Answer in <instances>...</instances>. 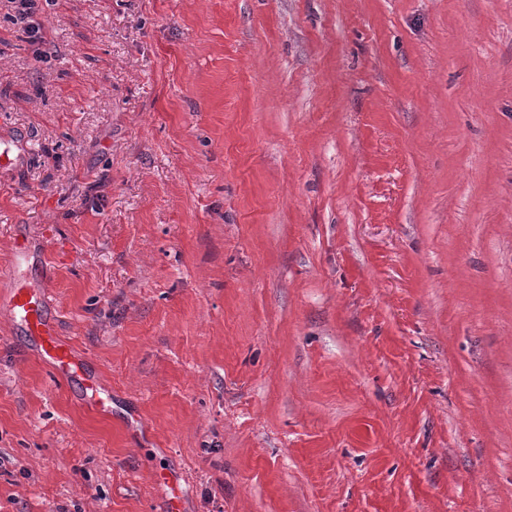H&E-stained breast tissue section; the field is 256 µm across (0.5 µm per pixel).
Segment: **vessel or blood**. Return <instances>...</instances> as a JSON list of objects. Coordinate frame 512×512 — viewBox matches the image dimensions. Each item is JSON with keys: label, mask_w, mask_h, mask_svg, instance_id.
<instances>
[{"label": "vessel or blood", "mask_w": 512, "mask_h": 512, "mask_svg": "<svg viewBox=\"0 0 512 512\" xmlns=\"http://www.w3.org/2000/svg\"><path fill=\"white\" fill-rule=\"evenodd\" d=\"M29 146L13 140L0 141V166L7 168L25 159ZM6 305L13 322L22 327L39 348V357L46 362L59 380L69 382L83 379L85 401L99 413L110 410V397L100 382L84 379L85 358L70 343L59 336L49 314V291L31 292L25 288L10 289Z\"/></svg>", "instance_id": "obj_1"}]
</instances>
